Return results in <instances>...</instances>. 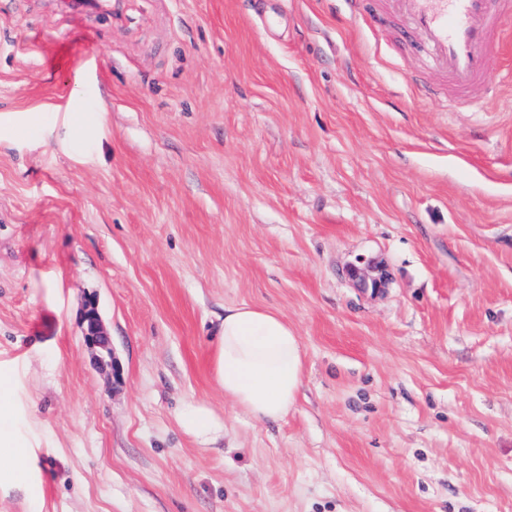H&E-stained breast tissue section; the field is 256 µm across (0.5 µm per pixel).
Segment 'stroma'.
I'll list each match as a JSON object with an SVG mask.
<instances>
[{"label": "stroma", "instance_id": "1", "mask_svg": "<svg viewBox=\"0 0 512 512\" xmlns=\"http://www.w3.org/2000/svg\"><path fill=\"white\" fill-rule=\"evenodd\" d=\"M491 65L455 108L346 0H0V373L41 486L0 512H512V18ZM241 303L301 340L278 422L212 381ZM83 324L84 340L93 346L100 347L106 350L108 353H111V340L107 333L102 328L99 315L95 307L89 306L86 309L83 317ZM175 420L199 448H212L224 441V417L205 402L194 399L183 401L175 412Z\"/></svg>", "mask_w": 512, "mask_h": 512}]
</instances>
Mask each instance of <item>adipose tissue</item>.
I'll use <instances>...</instances> for the list:
<instances>
[{"instance_id": "obj_1", "label": "adipose tissue", "mask_w": 512, "mask_h": 512, "mask_svg": "<svg viewBox=\"0 0 512 512\" xmlns=\"http://www.w3.org/2000/svg\"><path fill=\"white\" fill-rule=\"evenodd\" d=\"M304 352L300 338L279 314L246 304L229 306L217 326L212 378L225 397L260 422L285 418L302 385ZM27 393L11 376L0 374V484L21 485L27 492L31 451L17 437L13 405ZM180 429L199 448L224 438V419L208 404L188 399L175 412Z\"/></svg>"}]
</instances>
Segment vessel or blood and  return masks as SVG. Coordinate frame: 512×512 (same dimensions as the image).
Masks as SVG:
<instances>
[{"mask_svg":"<svg viewBox=\"0 0 512 512\" xmlns=\"http://www.w3.org/2000/svg\"><path fill=\"white\" fill-rule=\"evenodd\" d=\"M420 38L427 69L443 80L449 100L477 101L491 84L490 53L512 0H387Z\"/></svg>","mask_w":512,"mask_h":512,"instance_id":"b4317fda","label":"vessel or blood"}]
</instances>
